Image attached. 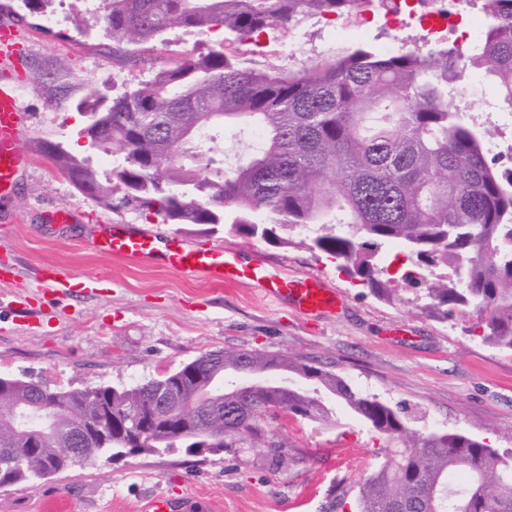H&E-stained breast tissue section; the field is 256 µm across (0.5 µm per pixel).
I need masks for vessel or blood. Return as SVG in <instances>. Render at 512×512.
<instances>
[{"mask_svg": "<svg viewBox=\"0 0 512 512\" xmlns=\"http://www.w3.org/2000/svg\"><path fill=\"white\" fill-rule=\"evenodd\" d=\"M18 33L8 24L0 25V65H13L18 54ZM21 110L15 88L0 86V191L11 189L18 168L29 156L21 145ZM112 256L131 262L160 256L169 269L199 274L212 283L258 288L265 297L289 304L303 314L327 312L338 307L340 297L314 276L283 278L257 257L243 258L241 250L218 245L192 246L180 238L157 237L132 226H115L96 243ZM43 288L39 302L49 306L76 291L92 292L98 279H75L55 265L41 271Z\"/></svg>", "mask_w": 512, "mask_h": 512, "instance_id": "obj_1", "label": "vessel or blood"}]
</instances>
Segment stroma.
<instances>
[{
	"instance_id": "stroma-1",
	"label": "stroma",
	"mask_w": 512,
	"mask_h": 512,
	"mask_svg": "<svg viewBox=\"0 0 512 512\" xmlns=\"http://www.w3.org/2000/svg\"><path fill=\"white\" fill-rule=\"evenodd\" d=\"M65 22L48 29L23 0H0V14L17 25L21 55L0 69L15 85L22 142L32 153L12 191L0 197V252L15 265L0 283V376H27L54 389L135 386L216 350H264L299 355L343 377L361 392L407 408L416 429L460 431L512 448V354L482 340L485 310L441 323L415 306L406 286L388 303L334 258L301 244L273 245L209 224H164L159 216L108 211L80 193L51 162L35 153L47 140L73 154H90L81 134L87 98L105 101L122 87L177 63L191 50L238 44L221 33L173 29L151 63L134 68L112 61L106 37L88 28L86 0H52ZM71 215L55 222L57 211ZM99 224L165 229L186 243H218L261 254L285 278L314 275L335 288L343 305L333 314L305 315L256 288L216 285L166 268L160 261L128 262L90 246ZM77 278L102 279L101 290L73 294L35 316L27 330L10 305L13 295L37 298L46 264ZM337 425L292 420L270 424L277 454L264 448H223L191 454L129 453L76 466L32 483L0 488V512H44L53 496L73 498L78 512H135L143 495L168 492L180 512H322L330 492L344 499L336 512H356L349 488L376 461L373 432L336 408Z\"/></svg>"
}]
</instances>
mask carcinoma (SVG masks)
I'll return each mask as SVG.
<instances>
[{"mask_svg":"<svg viewBox=\"0 0 512 512\" xmlns=\"http://www.w3.org/2000/svg\"><path fill=\"white\" fill-rule=\"evenodd\" d=\"M92 24L111 40L112 61L145 62L149 45L171 29L222 30L238 40L300 24L304 18L354 13L361 0H101ZM486 23L474 54L446 47L389 55L357 44L288 72L250 67L218 43L190 51L99 109L87 134L112 158L101 182L93 157L81 159L45 141L40 152L80 192L109 210L154 214L166 224H228L236 233L290 244L308 231V247L336 259L377 297L399 299L385 278L384 248L403 247L412 268L430 267L420 309L448 322L470 305L489 310L483 340L512 352V168L487 153L496 134L488 120L463 113L457 82L466 70L496 85L498 110L512 112V0H484ZM255 126L259 150L231 166L212 157L204 129ZM244 371L280 373L249 396L225 386ZM320 384L383 441L382 461L355 481L359 512H512V450L462 432L408 426L403 408L354 389L301 357L262 350L224 352V368L200 355L136 387L53 390L20 379L0 384V427L27 403L40 402L69 434L84 425L83 453L68 458L46 444L31 452L34 415L0 442V485L40 479L75 464L118 455L120 448L155 454L182 445L197 453L234 448L243 435L276 452L262 422L292 418L327 424L330 409L304 388ZM239 407L237 420L206 424L193 410ZM147 435L123 428L127 413Z\"/></svg>","mask_w":512,"mask_h":512,"instance_id":"cac0c4a2","label":"carcinoma"}]
</instances>
